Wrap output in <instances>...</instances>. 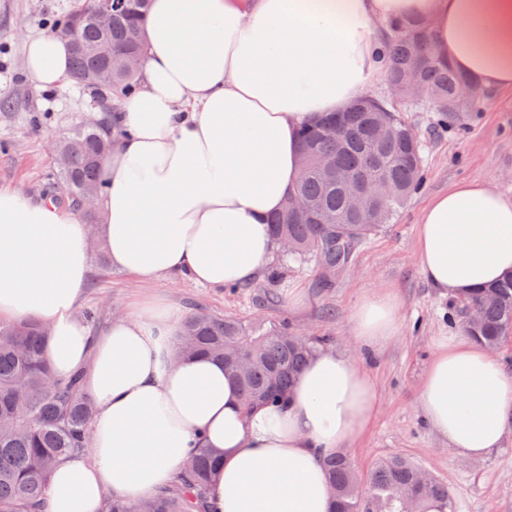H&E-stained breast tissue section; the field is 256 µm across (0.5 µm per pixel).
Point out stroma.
Instances as JSON below:
<instances>
[{
	"label": "stroma",
	"instance_id": "1",
	"mask_svg": "<svg viewBox=\"0 0 512 512\" xmlns=\"http://www.w3.org/2000/svg\"><path fill=\"white\" fill-rule=\"evenodd\" d=\"M75 0H0V188L19 189L35 197H56V159L50 143L72 127L93 123L105 113L93 94L71 82L37 87L24 67L30 37L49 33ZM426 144V181L398 221L363 243L351 261L320 290L317 271L293 266L285 280L259 277L239 288H206L174 273L146 283L100 259H92L85 307L95 309L98 325L122 316L130 301L162 296L186 311L196 308L242 321L258 318L287 322L299 336H327L370 374L379 410L365 436L349 451L360 475L381 459L403 455L442 479L456 512H512V431L501 447L473 459L455 455L427 425L418 399L424 374L443 336L462 335L450 322L448 299L424 279L416 256V236L428 200L448 186L485 180L512 195V90L485 100L467 129L439 128L432 112H412ZM390 290L400 301V331L389 342L370 346L350 331L351 309L370 291Z\"/></svg>",
	"mask_w": 512,
	"mask_h": 512
}]
</instances>
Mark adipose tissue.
I'll return each instance as SVG.
<instances>
[{"instance_id":"obj_1","label":"adipose tissue","mask_w":512,"mask_h":512,"mask_svg":"<svg viewBox=\"0 0 512 512\" xmlns=\"http://www.w3.org/2000/svg\"><path fill=\"white\" fill-rule=\"evenodd\" d=\"M424 20L432 49L486 91L512 88V0H153L137 92L112 115L98 200L112 267L143 282L185 273L221 288L251 281L276 246L266 219L298 180L297 130L365 97L386 76L387 24ZM39 87L65 81L68 44L26 45ZM417 254L426 281L459 297L512 272V197L485 181L455 184L425 205ZM91 263L78 212L0 189V318L49 328L56 377L81 373L95 407L88 451L58 462L46 512H100L173 485L190 449L218 459L216 512H334L324 458L374 420L368 373L325 348L284 407L245 411L222 361L185 356L186 318L160 298L93 331L79 316ZM400 302L371 292L353 307L356 339L400 330ZM419 407L453 453L479 457L512 430V374L483 345L441 340Z\"/></svg>"}]
</instances>
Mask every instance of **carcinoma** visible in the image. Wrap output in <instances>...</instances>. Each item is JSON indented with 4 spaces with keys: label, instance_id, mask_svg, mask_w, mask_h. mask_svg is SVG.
<instances>
[{
    "label": "carcinoma",
    "instance_id": "1",
    "mask_svg": "<svg viewBox=\"0 0 512 512\" xmlns=\"http://www.w3.org/2000/svg\"><path fill=\"white\" fill-rule=\"evenodd\" d=\"M150 0H126L112 13L106 32L86 21L71 48V76L95 90L101 99L132 94L138 72L125 67L130 54L144 53V22ZM388 47V84L396 99L360 102L298 132L303 178L293 194L310 207L305 216L289 210L270 217L275 242L286 238L291 249L277 250L268 275L277 279L290 263H314L327 270L346 265L357 248L394 223L425 179V144L414 134L401 105L435 112L449 126L460 128L476 112L480 100L465 96L471 78L430 51L432 36L420 23L394 22ZM112 39V59L100 57L97 46ZM339 122L343 136L326 131ZM112 137L107 119L78 126L61 138L59 152L67 164L57 173L64 199L83 208L86 191L104 188L99 161ZM340 171L371 187L360 215L350 211L345 188L332 173ZM463 314L476 307L479 321L461 317L465 333L488 348L512 335V275L487 288L452 299ZM181 343L189 354L203 353L222 362L243 393V405L282 406L307 360L325 347L326 336H297L286 323L257 320L243 323L214 316L199 308L184 322ZM44 334L32 321H0V512H41L46 482L56 461L80 450L94 410L81 388L80 376L55 378L43 358ZM215 458L208 448H194L183 474L168 489L151 497L152 512H214L207 489ZM336 512H402L415 500L417 512L432 503L436 512H455L448 484L433 477L420 480L422 467L406 456L380 460L359 495L361 482L348 457L338 452L326 459ZM141 504L109 496L102 512H139Z\"/></svg>",
    "mask_w": 512,
    "mask_h": 512
}]
</instances>
